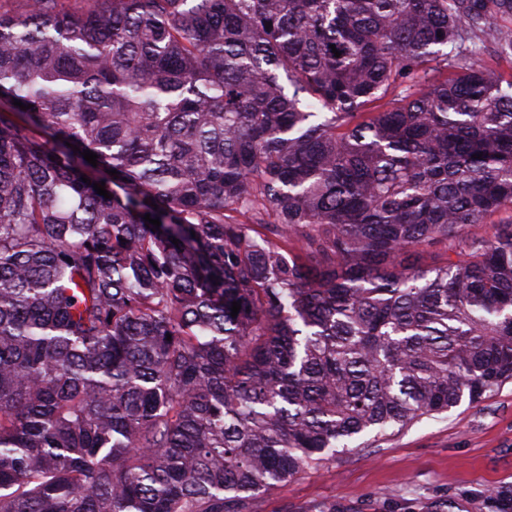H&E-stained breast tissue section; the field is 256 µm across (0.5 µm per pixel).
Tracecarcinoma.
<instances>
[{
    "label": "carcinoma",
    "mask_w": 512,
    "mask_h": 512,
    "mask_svg": "<svg viewBox=\"0 0 512 512\" xmlns=\"http://www.w3.org/2000/svg\"><path fill=\"white\" fill-rule=\"evenodd\" d=\"M87 3L0 12V512H246L512 380V0Z\"/></svg>",
    "instance_id": "carcinoma-1"
}]
</instances>
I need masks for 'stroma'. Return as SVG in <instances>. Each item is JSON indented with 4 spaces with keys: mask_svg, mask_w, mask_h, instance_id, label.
I'll list each match as a JSON object with an SVG mask.
<instances>
[{
    "mask_svg": "<svg viewBox=\"0 0 512 512\" xmlns=\"http://www.w3.org/2000/svg\"><path fill=\"white\" fill-rule=\"evenodd\" d=\"M512 499V382L306 466L251 512H501Z\"/></svg>",
    "mask_w": 512,
    "mask_h": 512,
    "instance_id": "obj_1",
    "label": "stroma"
}]
</instances>
